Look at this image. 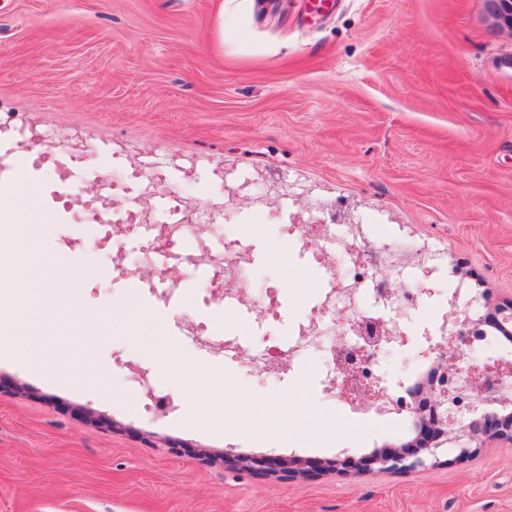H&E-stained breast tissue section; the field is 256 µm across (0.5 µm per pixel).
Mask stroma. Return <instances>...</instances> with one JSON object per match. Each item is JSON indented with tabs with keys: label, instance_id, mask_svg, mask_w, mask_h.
Returning a JSON list of instances; mask_svg holds the SVG:
<instances>
[{
	"label": "stroma",
	"instance_id": "35a3bbf8",
	"mask_svg": "<svg viewBox=\"0 0 512 512\" xmlns=\"http://www.w3.org/2000/svg\"><path fill=\"white\" fill-rule=\"evenodd\" d=\"M511 54L482 0H0V121L47 145L95 144L78 186L140 166L193 202L243 186L248 203L225 211L212 244L247 242L256 283L280 301L269 324L225 305L204 265L179 266L162 291L107 275L95 229L59 223L48 177L29 175L44 260L68 261L80 284L55 291L51 364L0 354V512H512L505 442L298 480L224 459L316 463L415 435L410 415L387 422L327 390L332 332L281 376L253 367L320 301L322 273L278 252L280 194L299 196L295 213L351 209L375 246L398 225L433 249L436 295L386 311L407 333L377 354L387 388L425 380L422 331L449 289L477 296L480 314L512 300ZM197 374L249 395L254 431L233 401L201 403Z\"/></svg>",
	"mask_w": 512,
	"mask_h": 512
}]
</instances>
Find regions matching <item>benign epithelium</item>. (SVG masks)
Here are the masks:
<instances>
[{"instance_id":"benign-epithelium-1","label":"benign epithelium","mask_w":512,"mask_h":512,"mask_svg":"<svg viewBox=\"0 0 512 512\" xmlns=\"http://www.w3.org/2000/svg\"><path fill=\"white\" fill-rule=\"evenodd\" d=\"M484 14L489 29L494 33L506 32L512 36V0H483ZM448 323L451 330L437 344L429 347L427 354L433 356V365L426 385L418 389L414 403L409 407L418 435L414 440L397 448H383L370 455L355 458L344 452L318 465L323 471L338 473L359 472L376 465L382 470H399L423 467L429 460H436L444 450L455 447L459 456L471 453V448H480L490 440L506 441L512 444V413L500 414L490 410L478 418L465 414H453V399L448 396L444 383L450 373L462 370L477 376L473 384L476 396L489 392L498 393L496 402L503 406L512 404V397L506 392L512 390V364L497 360L490 364L477 360L460 365V354L470 346L469 336L479 330L481 321L472 319L466 310L459 308L456 299L448 301ZM346 330L336 336L334 347L338 352L350 349L348 335L354 334L364 341V348L378 349L381 345L400 337L404 333L396 326L382 320L351 322L341 319ZM359 408L388 410L389 397L384 389H365L352 402ZM224 459L233 460L243 469L276 473L288 479L303 478L311 469L310 461L297 455L261 456L233 455L224 452Z\"/></svg>"}]
</instances>
